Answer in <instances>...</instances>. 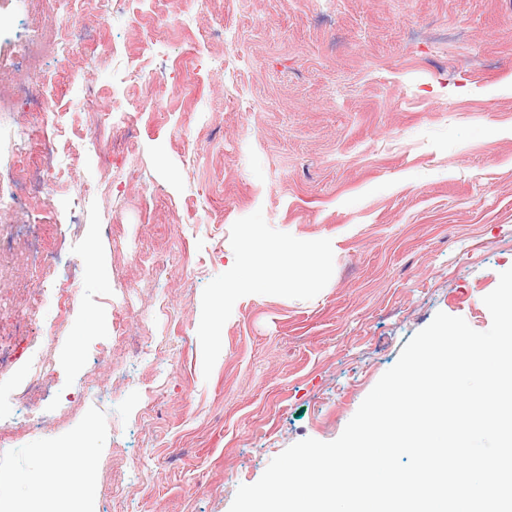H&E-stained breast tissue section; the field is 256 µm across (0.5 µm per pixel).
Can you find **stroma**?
<instances>
[{
  "mask_svg": "<svg viewBox=\"0 0 512 512\" xmlns=\"http://www.w3.org/2000/svg\"><path fill=\"white\" fill-rule=\"evenodd\" d=\"M62 23L73 49L43 74L72 161L29 218L63 245L74 309L45 349L53 295L0 302L17 372L48 371L44 422L0 414V512H229L287 447L338 438L437 312L490 327L512 268V0H0V82ZM42 125L28 96L0 112L1 168ZM291 241L331 247L313 286L289 282ZM247 251L279 256L275 287L223 298ZM160 336L163 357L132 356ZM80 435L85 482L31 495L42 449Z\"/></svg>",
  "mask_w": 512,
  "mask_h": 512,
  "instance_id": "35a3bbf8",
  "label": "stroma"
}]
</instances>
